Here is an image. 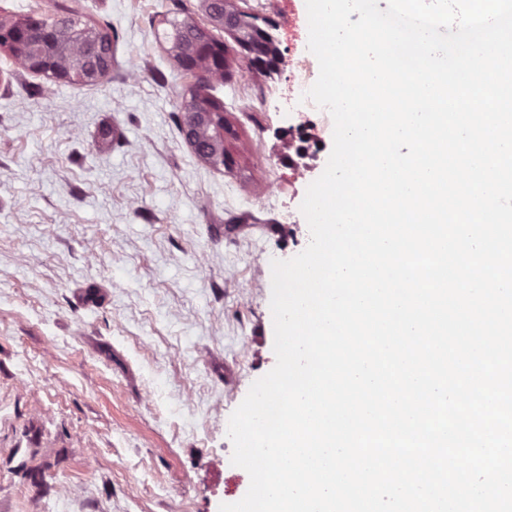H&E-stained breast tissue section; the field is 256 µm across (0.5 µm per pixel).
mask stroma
Listing matches in <instances>:
<instances>
[{
	"label": "stroma",
	"mask_w": 512,
	"mask_h": 512,
	"mask_svg": "<svg viewBox=\"0 0 512 512\" xmlns=\"http://www.w3.org/2000/svg\"><path fill=\"white\" fill-rule=\"evenodd\" d=\"M211 27L200 0H0V17L72 12L112 41L109 74L61 84L0 50V512H219L248 473L232 412L276 364L271 262L302 252L300 211L333 120L291 68L247 82L233 38L208 92L230 161L182 133L198 82L164 38L167 12ZM263 18L311 75L305 0ZM320 137L298 176L291 114ZM280 195L265 205L269 185Z\"/></svg>",
	"instance_id": "35a3bbf8"
}]
</instances>
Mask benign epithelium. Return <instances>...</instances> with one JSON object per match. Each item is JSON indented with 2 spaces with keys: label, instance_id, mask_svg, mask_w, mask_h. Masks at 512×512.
Here are the masks:
<instances>
[{
  "label": "benign epithelium",
  "instance_id": "obj_1",
  "mask_svg": "<svg viewBox=\"0 0 512 512\" xmlns=\"http://www.w3.org/2000/svg\"><path fill=\"white\" fill-rule=\"evenodd\" d=\"M226 2L202 0L211 22L237 35L251 68L277 73L282 58L276 51L272 27H243L235 13L227 10ZM0 50L7 51L26 71L59 83H93L105 77L112 66L105 33L88 22L73 30L68 24H50L35 15L0 21ZM171 51L182 71L224 78V50L214 48L207 28L189 19L183 21L182 28L171 35ZM184 109L183 135L194 152L205 160L224 154V108L219 102L193 90Z\"/></svg>",
  "mask_w": 512,
  "mask_h": 512
}]
</instances>
